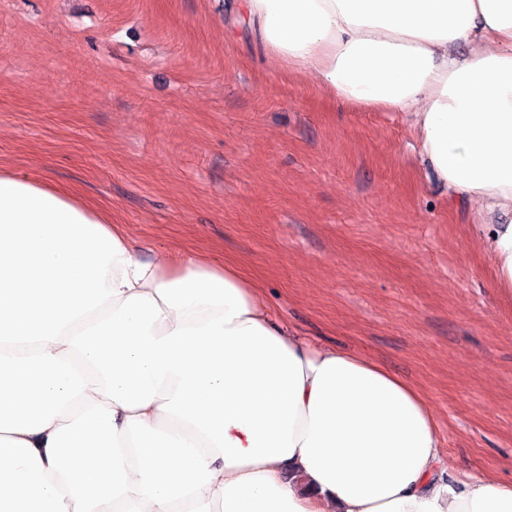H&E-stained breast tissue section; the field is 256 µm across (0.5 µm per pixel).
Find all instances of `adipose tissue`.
I'll list each match as a JSON object with an SVG mask.
<instances>
[{"label": "adipose tissue", "instance_id": "1", "mask_svg": "<svg viewBox=\"0 0 512 512\" xmlns=\"http://www.w3.org/2000/svg\"><path fill=\"white\" fill-rule=\"evenodd\" d=\"M237 10L265 58L407 114L450 200L512 211V0ZM478 230L512 295V221ZM441 448L420 390L288 335L237 266L142 261L77 195L0 170V512H512L496 464L448 481Z\"/></svg>", "mask_w": 512, "mask_h": 512}]
</instances>
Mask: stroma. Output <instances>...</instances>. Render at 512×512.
<instances>
[{
  "label": "stroma",
  "instance_id": "35a3bbf8",
  "mask_svg": "<svg viewBox=\"0 0 512 512\" xmlns=\"http://www.w3.org/2000/svg\"><path fill=\"white\" fill-rule=\"evenodd\" d=\"M233 0H0V169L69 189L141 259L237 265L276 322L417 386L448 473L512 478V296L406 116L266 61Z\"/></svg>",
  "mask_w": 512,
  "mask_h": 512
}]
</instances>
